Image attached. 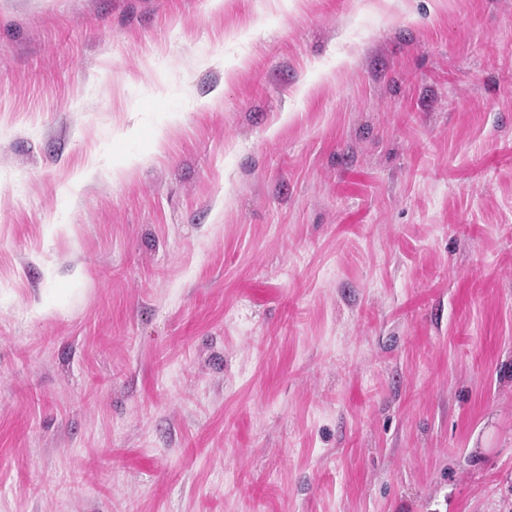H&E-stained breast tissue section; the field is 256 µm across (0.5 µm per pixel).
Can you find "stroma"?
<instances>
[{"label": "stroma", "instance_id": "1", "mask_svg": "<svg viewBox=\"0 0 512 512\" xmlns=\"http://www.w3.org/2000/svg\"><path fill=\"white\" fill-rule=\"evenodd\" d=\"M0 512H512V0H0Z\"/></svg>", "mask_w": 512, "mask_h": 512}]
</instances>
